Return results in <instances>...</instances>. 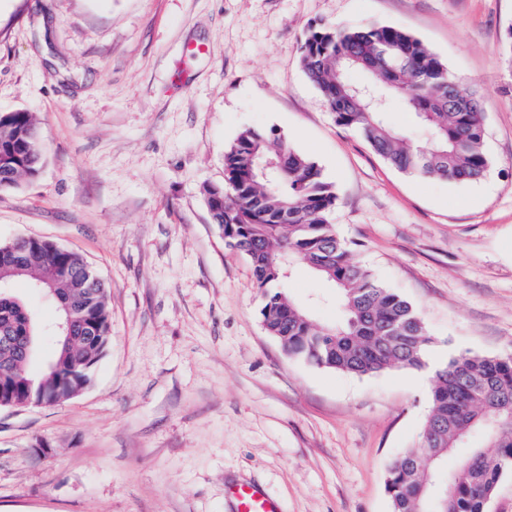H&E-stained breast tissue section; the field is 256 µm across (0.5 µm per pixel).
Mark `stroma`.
I'll list each match as a JSON object with an SVG mask.
<instances>
[{
	"label": "stroma",
	"instance_id": "1",
	"mask_svg": "<svg viewBox=\"0 0 512 512\" xmlns=\"http://www.w3.org/2000/svg\"><path fill=\"white\" fill-rule=\"evenodd\" d=\"M389 24L482 91L472 183L400 172L337 124L300 66L318 26ZM512 0H0V114L32 113L38 178L0 191V243L84 256L112 330L89 384L0 407V512H390L388 465L421 444L431 369L512 355ZM273 130L334 184L355 261L407 298L429 369L356 376L293 361L264 330L249 260L208 209L224 152ZM318 324L336 291L296 264ZM227 495L235 502L237 512H280L277 505L253 484L233 485Z\"/></svg>",
	"mask_w": 512,
	"mask_h": 512
}]
</instances>
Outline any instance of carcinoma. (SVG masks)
Instances as JSON below:
<instances>
[{
    "label": "carcinoma",
    "mask_w": 512,
    "mask_h": 512,
    "mask_svg": "<svg viewBox=\"0 0 512 512\" xmlns=\"http://www.w3.org/2000/svg\"><path fill=\"white\" fill-rule=\"evenodd\" d=\"M306 78L320 92L336 121L360 134L396 170L436 174L455 183L479 179L487 169L482 94L458 82L447 64L410 32L386 24L319 27L300 47ZM368 65L376 105L356 89L349 73ZM400 103L425 132L412 142L387 127L386 113ZM0 190L38 177L43 148L29 112L0 115ZM228 187L206 189L214 224L230 250L248 257L263 305L260 318L288 357L319 368L364 376L393 367L426 368L432 343L423 319L401 294L378 283L371 270L354 261L336 233L330 214L335 186L309 156L279 136L243 130L224 153ZM12 240L0 244V336L27 338L38 351L49 335L37 312L8 289L15 281L48 279L62 304L80 303L97 320L99 337L75 349L55 328L54 355L39 374L16 351L0 344V378L17 380L14 403L46 389L51 402L70 398L89 381L110 335L109 296L83 282L87 263L79 254L34 238L24 244V261L10 259ZM307 264L336 288L342 320L319 325L286 292L293 266ZM431 407L420 448H409L388 467L385 491L391 512H486L501 477L512 471V356L462 354L434 371ZM473 439L496 448L493 456L472 446L459 467L439 469L448 452Z\"/></svg>",
    "instance_id": "obj_1"
}]
</instances>
